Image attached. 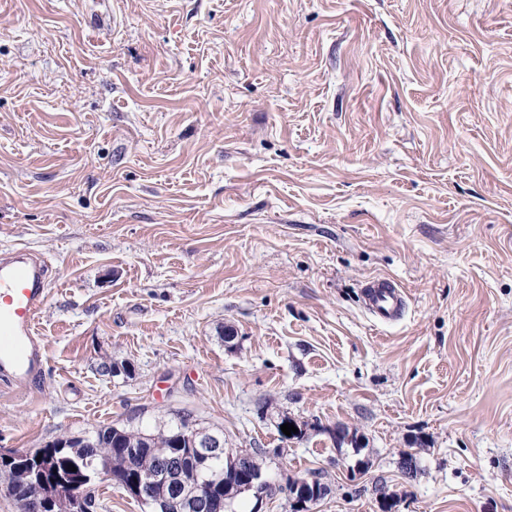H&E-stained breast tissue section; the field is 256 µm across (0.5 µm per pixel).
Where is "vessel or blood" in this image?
Segmentation results:
<instances>
[{"instance_id":"1","label":"vessel or blood","mask_w":512,"mask_h":512,"mask_svg":"<svg viewBox=\"0 0 512 512\" xmlns=\"http://www.w3.org/2000/svg\"><path fill=\"white\" fill-rule=\"evenodd\" d=\"M49 287L44 260L25 249L0 253V381L23 389L41 379L47 361L36 321ZM364 307L386 324L400 318L405 299L388 278L368 282Z\"/></svg>"}]
</instances>
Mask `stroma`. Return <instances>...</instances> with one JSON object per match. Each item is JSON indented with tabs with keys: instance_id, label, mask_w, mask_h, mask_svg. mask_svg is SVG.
I'll use <instances>...</instances> for the list:
<instances>
[{
	"instance_id": "1",
	"label": "stroma",
	"mask_w": 512,
	"mask_h": 512,
	"mask_svg": "<svg viewBox=\"0 0 512 512\" xmlns=\"http://www.w3.org/2000/svg\"><path fill=\"white\" fill-rule=\"evenodd\" d=\"M14 247L48 370L0 384V453L183 412L264 451L232 512L296 479L310 512H512V0H0ZM364 288V307L377 323H391L400 318L405 299L394 281L378 278L368 282Z\"/></svg>"
}]
</instances>
